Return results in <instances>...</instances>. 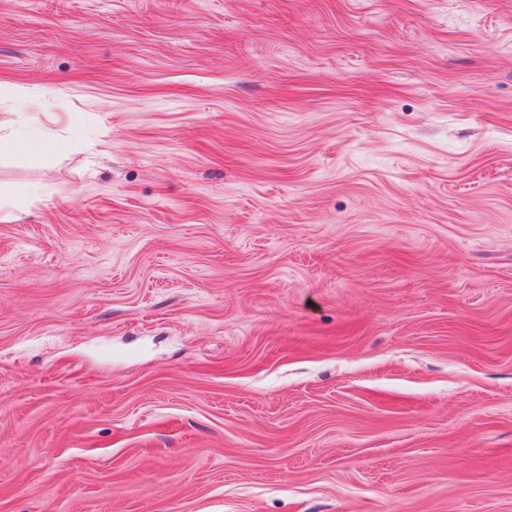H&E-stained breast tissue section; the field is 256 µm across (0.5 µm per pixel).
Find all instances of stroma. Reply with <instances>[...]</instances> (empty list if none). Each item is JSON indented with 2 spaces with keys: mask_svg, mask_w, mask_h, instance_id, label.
I'll return each instance as SVG.
<instances>
[{
  "mask_svg": "<svg viewBox=\"0 0 512 512\" xmlns=\"http://www.w3.org/2000/svg\"><path fill=\"white\" fill-rule=\"evenodd\" d=\"M0 512H512V0H0Z\"/></svg>",
  "mask_w": 512,
  "mask_h": 512,
  "instance_id": "35a3bbf8",
  "label": "stroma"
}]
</instances>
